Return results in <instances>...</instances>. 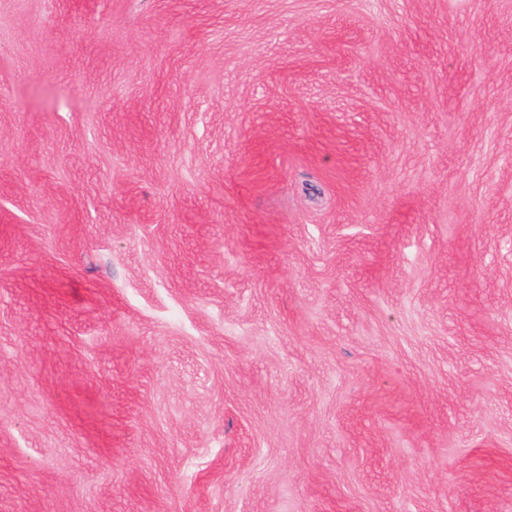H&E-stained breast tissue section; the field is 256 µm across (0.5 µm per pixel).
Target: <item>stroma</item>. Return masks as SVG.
I'll list each match as a JSON object with an SVG mask.
<instances>
[{
	"instance_id": "1",
	"label": "stroma",
	"mask_w": 512,
	"mask_h": 512,
	"mask_svg": "<svg viewBox=\"0 0 512 512\" xmlns=\"http://www.w3.org/2000/svg\"><path fill=\"white\" fill-rule=\"evenodd\" d=\"M0 512H512V0H0Z\"/></svg>"
}]
</instances>
